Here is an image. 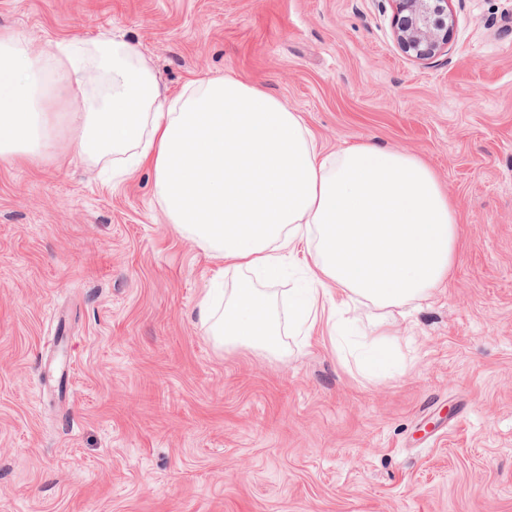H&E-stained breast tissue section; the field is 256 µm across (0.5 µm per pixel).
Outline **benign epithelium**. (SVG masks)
<instances>
[{"label": "benign epithelium", "instance_id": "1", "mask_svg": "<svg viewBox=\"0 0 512 512\" xmlns=\"http://www.w3.org/2000/svg\"><path fill=\"white\" fill-rule=\"evenodd\" d=\"M393 35L415 61H430L448 49L454 17L451 0H392Z\"/></svg>", "mask_w": 512, "mask_h": 512}]
</instances>
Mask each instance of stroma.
<instances>
[{
  "mask_svg": "<svg viewBox=\"0 0 512 512\" xmlns=\"http://www.w3.org/2000/svg\"><path fill=\"white\" fill-rule=\"evenodd\" d=\"M447 53L407 58L391 0H0V31L109 32L177 95L232 76L327 153L419 157L460 244L390 309L396 372L329 326L289 354L217 350L219 261L168 224L154 173L71 147L0 165V512H512V0H453Z\"/></svg>",
  "mask_w": 512,
  "mask_h": 512,
  "instance_id": "1",
  "label": "stroma"
}]
</instances>
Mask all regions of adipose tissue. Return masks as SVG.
Instances as JSON below:
<instances>
[{
    "instance_id": "obj_1",
    "label": "adipose tissue",
    "mask_w": 512,
    "mask_h": 512,
    "mask_svg": "<svg viewBox=\"0 0 512 512\" xmlns=\"http://www.w3.org/2000/svg\"><path fill=\"white\" fill-rule=\"evenodd\" d=\"M54 102L65 111H50ZM64 123L85 158L119 154L152 169L169 223L235 272L225 300L197 308L218 349L284 356L260 283L300 257L312 285L289 297V318L311 333L317 299L331 292L337 306L379 309L361 365L386 374L383 310L426 297L452 268L456 210L420 159L369 143L322 154L298 112L229 76L169 98L149 61L107 32L45 44L0 32V162L48 152Z\"/></svg>"
}]
</instances>
